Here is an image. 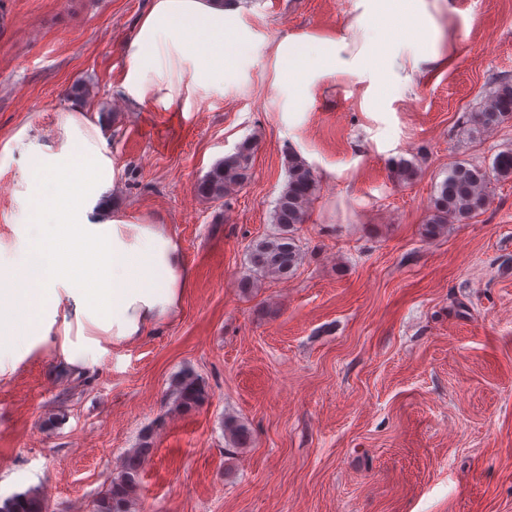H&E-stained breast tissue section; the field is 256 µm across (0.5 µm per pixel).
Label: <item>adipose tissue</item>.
<instances>
[{"mask_svg": "<svg viewBox=\"0 0 512 512\" xmlns=\"http://www.w3.org/2000/svg\"><path fill=\"white\" fill-rule=\"evenodd\" d=\"M453 11L450 0H354L336 35L282 39L278 73L295 105L336 74L362 83L364 108L379 111L393 86L411 87L417 76L447 67L444 17ZM238 13L235 0H152L130 45L128 95L169 105L182 91L232 81L236 58L228 49L248 39ZM378 29L388 31V42L374 39ZM70 121L79 137L29 161L28 244L0 264V376L36 357L76 376L93 374L112 348L174 320L190 286L166 225L106 206L118 171L105 146L89 145L97 126L80 112ZM90 201L100 205L93 222Z\"/></svg>", "mask_w": 512, "mask_h": 512, "instance_id": "1", "label": "adipose tissue"}]
</instances>
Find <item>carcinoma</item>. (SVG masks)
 Segmentation results:
<instances>
[{"label":"carcinoma","instance_id":"1","mask_svg":"<svg viewBox=\"0 0 512 512\" xmlns=\"http://www.w3.org/2000/svg\"><path fill=\"white\" fill-rule=\"evenodd\" d=\"M490 103L483 109L468 113L471 134L512 119V78L498 76L491 79ZM256 144L248 139L240 143L234 153L217 162L197 186L198 192L213 200H222L232 187L251 177V164ZM287 182L277 198L272 223L278 232L256 243L248 253L250 271L256 278L285 276L301 261L295 242L296 226L308 218V205L315 195L317 182L311 166L297 153L286 156ZM394 177L410 182L416 175L412 162L401 159L393 163ZM512 177V150L496 155L491 167L467 162L448 166V174L437 186L431 199L423 232L428 238L442 233L450 224H466L488 204L487 188L492 177ZM174 409L189 413L202 406L208 392L202 380L193 372L185 371L174 382ZM233 443L244 445L250 440L247 426L237 420L224 422ZM152 452L145 443L131 449L123 458L121 471L109 487L94 501L93 512H134L140 473ZM0 512H46V503L37 488L15 493L0 502Z\"/></svg>","mask_w":512,"mask_h":512}]
</instances>
